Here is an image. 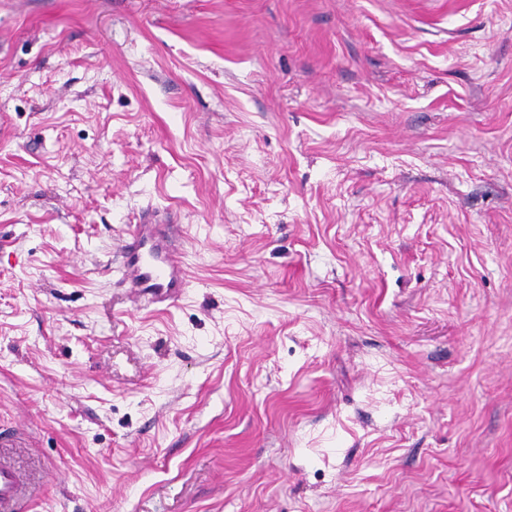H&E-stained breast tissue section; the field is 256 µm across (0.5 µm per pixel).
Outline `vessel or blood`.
<instances>
[{
    "label": "vessel or blood",
    "mask_w": 512,
    "mask_h": 512,
    "mask_svg": "<svg viewBox=\"0 0 512 512\" xmlns=\"http://www.w3.org/2000/svg\"><path fill=\"white\" fill-rule=\"evenodd\" d=\"M176 225H135L123 239L119 255L125 282L134 295L150 296L152 302L171 304L187 286ZM23 488L16 469L0 459V512H18Z\"/></svg>",
    "instance_id": "1"
}]
</instances>
